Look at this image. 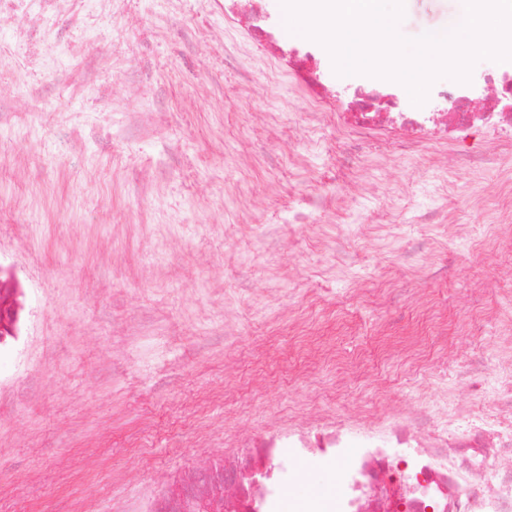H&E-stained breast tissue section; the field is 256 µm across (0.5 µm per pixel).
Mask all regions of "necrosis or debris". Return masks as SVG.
I'll return each mask as SVG.
<instances>
[{"label": "necrosis or debris", "instance_id": "1", "mask_svg": "<svg viewBox=\"0 0 512 512\" xmlns=\"http://www.w3.org/2000/svg\"><path fill=\"white\" fill-rule=\"evenodd\" d=\"M259 2L228 0V10L259 46L282 61L312 103L332 98L314 59L280 47L259 25ZM448 94L452 105L406 112L400 100L382 108L372 92L363 91L338 107L336 124L350 142L375 140L389 151L416 157L482 124L512 131V75L487 73L477 98L464 94L458 82L449 84ZM500 353L492 385L479 379V363L458 372L480 392L488 413L474 415L454 402L449 390H430L424 399L438 412L435 421L416 409L364 417L356 422L353 441L342 423L321 426L311 437L289 432L288 467L304 469L321 458L335 461L336 512H512L511 324L501 331ZM398 448L413 449V457L396 462Z\"/></svg>", "mask_w": 512, "mask_h": 512}]
</instances>
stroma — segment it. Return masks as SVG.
<instances>
[{
  "instance_id": "35a3bbf8",
  "label": "stroma",
  "mask_w": 512,
  "mask_h": 512,
  "mask_svg": "<svg viewBox=\"0 0 512 512\" xmlns=\"http://www.w3.org/2000/svg\"><path fill=\"white\" fill-rule=\"evenodd\" d=\"M457 8L411 0L399 29ZM309 110L224 0H0V278L21 326L0 337V512H154L289 420L442 384L481 412L451 370L492 379L512 318L494 208L512 145L478 128L434 146L444 168L374 143L345 165ZM309 195L345 203L289 223Z\"/></svg>"
}]
</instances>
